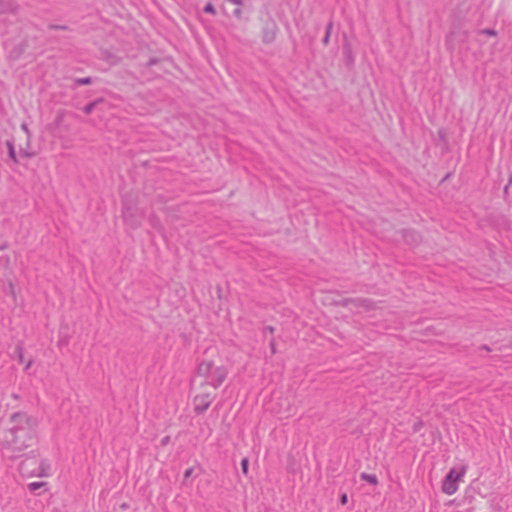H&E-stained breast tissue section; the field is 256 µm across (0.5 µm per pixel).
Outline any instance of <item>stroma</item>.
Wrapping results in <instances>:
<instances>
[{
	"label": "stroma",
	"instance_id": "35a3bbf8",
	"mask_svg": "<svg viewBox=\"0 0 512 512\" xmlns=\"http://www.w3.org/2000/svg\"><path fill=\"white\" fill-rule=\"evenodd\" d=\"M0 512H512V0H0Z\"/></svg>",
	"mask_w": 512,
	"mask_h": 512
}]
</instances>
